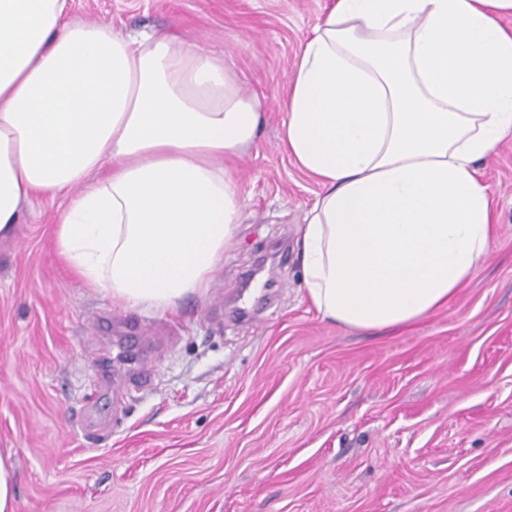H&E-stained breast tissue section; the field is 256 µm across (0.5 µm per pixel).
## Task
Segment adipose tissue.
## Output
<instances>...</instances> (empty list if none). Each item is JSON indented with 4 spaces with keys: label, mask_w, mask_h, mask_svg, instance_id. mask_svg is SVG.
I'll list each match as a JSON object with an SVG mask.
<instances>
[{
    "label": "adipose tissue",
    "mask_w": 512,
    "mask_h": 512,
    "mask_svg": "<svg viewBox=\"0 0 512 512\" xmlns=\"http://www.w3.org/2000/svg\"><path fill=\"white\" fill-rule=\"evenodd\" d=\"M0 0V238L77 190L55 248L123 308L205 296L236 239L232 166L263 107L223 53L168 30ZM512 0H336L296 55L282 145L323 187L300 226L322 318L384 331L448 305L498 236L476 164L512 135Z\"/></svg>",
    "instance_id": "adipose-tissue-1"
}]
</instances>
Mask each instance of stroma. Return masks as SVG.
I'll return each mask as SVG.
<instances>
[{
  "label": "stroma",
  "instance_id": "stroma-1",
  "mask_svg": "<svg viewBox=\"0 0 512 512\" xmlns=\"http://www.w3.org/2000/svg\"><path fill=\"white\" fill-rule=\"evenodd\" d=\"M335 0H71L115 31L172 28L223 51L264 104L237 162V243L205 297L121 310L54 248L69 197L0 241V451L16 512H512V138L479 162L499 236L429 318L361 333L324 320L298 260L321 191L280 146L294 57ZM122 315L156 350L100 382Z\"/></svg>",
  "mask_w": 512,
  "mask_h": 512
}]
</instances>
